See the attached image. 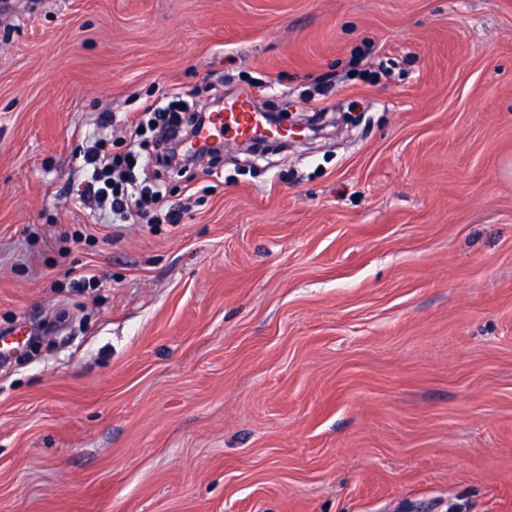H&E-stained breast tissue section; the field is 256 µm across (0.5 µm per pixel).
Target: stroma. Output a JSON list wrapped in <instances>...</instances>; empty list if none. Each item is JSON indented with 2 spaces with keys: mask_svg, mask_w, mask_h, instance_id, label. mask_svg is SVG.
<instances>
[{
  "mask_svg": "<svg viewBox=\"0 0 512 512\" xmlns=\"http://www.w3.org/2000/svg\"><path fill=\"white\" fill-rule=\"evenodd\" d=\"M325 136L82 204L166 97ZM182 207L179 223L165 207ZM93 285L73 287L85 272ZM0 512H512V0H18ZM85 166V194L104 190H95V185L102 181L105 185L112 186V198L108 204L113 215L123 219L146 220V223H150L149 212L144 210V199L142 195L137 198L135 191V179L131 174L133 163L127 159L107 158L95 148L90 151Z\"/></svg>",
  "mask_w": 512,
  "mask_h": 512,
  "instance_id": "obj_1",
  "label": "stroma"
}]
</instances>
